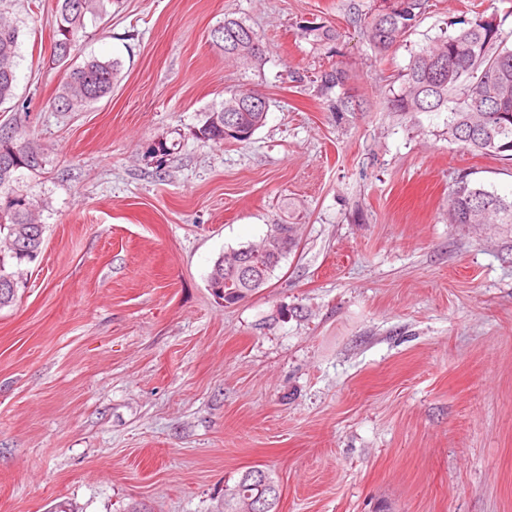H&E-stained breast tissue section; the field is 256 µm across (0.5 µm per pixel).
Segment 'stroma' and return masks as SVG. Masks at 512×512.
<instances>
[{
  "mask_svg": "<svg viewBox=\"0 0 512 512\" xmlns=\"http://www.w3.org/2000/svg\"><path fill=\"white\" fill-rule=\"evenodd\" d=\"M57 4L0 0L24 32L0 125L47 158L43 251L0 309V512H224L252 467L277 512H512V224L448 221L458 173L508 196L512 167L388 106L449 21L512 33V0H428L383 56L359 23L379 0H121L74 57L120 79L81 112L52 106ZM227 16L260 70L212 45ZM312 19L338 40L313 45ZM335 66L346 112L314 81ZM229 90L266 96L265 124L197 139ZM285 219L296 250L225 306L215 260Z\"/></svg>",
  "mask_w": 512,
  "mask_h": 512,
  "instance_id": "obj_1",
  "label": "stroma"
}]
</instances>
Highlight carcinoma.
Here are the masks:
<instances>
[{"label":"carcinoma","mask_w":512,"mask_h":512,"mask_svg":"<svg viewBox=\"0 0 512 512\" xmlns=\"http://www.w3.org/2000/svg\"><path fill=\"white\" fill-rule=\"evenodd\" d=\"M118 0H62L54 18L53 59L64 63L75 49L88 17L102 18L108 6ZM425 9V0H381L365 21V34L379 53L404 41ZM452 33L411 56L401 75L399 93L390 100L395 112H445L448 139L475 154L512 162V49L508 37L492 18H457L449 22ZM313 44L334 43L339 33L321 21L301 25ZM20 25L0 15V104L15 98ZM215 45L224 50V58L243 69L258 68L263 50L253 29L243 21L224 18L220 30L212 31ZM121 62L91 57L72 69L59 85L54 105L60 112H76L112 92ZM346 73L336 67L316 77L321 94H336V111H348L344 86ZM269 102L255 91L230 93L218 105L203 112L195 135L204 142L222 145L226 141L245 142L266 121ZM46 158L31 145L18 126L0 127V308L15 298L13 286L22 278L21 264L32 261L41 252L44 225L38 218L33 197L20 189L28 176L39 173ZM450 224H512V198L490 191L471 180L469 174L457 175L448 195ZM298 225L271 224L256 245L232 248L218 258L209 275V287L224 300V306L236 305L268 287L283 259L297 244ZM244 255L263 267V278L248 285L238 282L230 266ZM246 471L224 493V512H252L249 500L264 499L266 512H275L279 492L273 480L260 489Z\"/></svg>","instance_id":"1"}]
</instances>
